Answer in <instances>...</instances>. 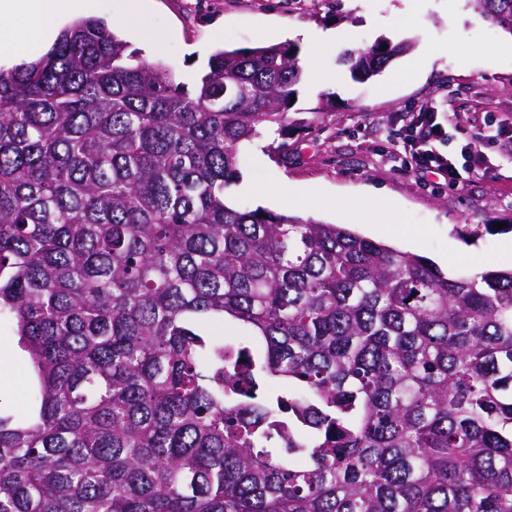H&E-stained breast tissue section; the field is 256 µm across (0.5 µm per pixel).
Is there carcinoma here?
<instances>
[{
	"instance_id": "1",
	"label": "carcinoma",
	"mask_w": 512,
	"mask_h": 512,
	"mask_svg": "<svg viewBox=\"0 0 512 512\" xmlns=\"http://www.w3.org/2000/svg\"><path fill=\"white\" fill-rule=\"evenodd\" d=\"M512 33V0H473ZM412 43L345 51L355 78ZM101 17L0 69V512H512V270L226 201L299 47L193 91ZM0 337V397L3 405L15 409L25 406L24 363L27 358L16 345V342L6 333ZM6 382L8 384L6 385Z\"/></svg>"
}]
</instances>
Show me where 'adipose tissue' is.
<instances>
[{"label": "adipose tissue", "instance_id": "obj_1", "mask_svg": "<svg viewBox=\"0 0 512 512\" xmlns=\"http://www.w3.org/2000/svg\"><path fill=\"white\" fill-rule=\"evenodd\" d=\"M85 8L86 0H0V54L18 64L29 61L52 39L62 13Z\"/></svg>", "mask_w": 512, "mask_h": 512}]
</instances>
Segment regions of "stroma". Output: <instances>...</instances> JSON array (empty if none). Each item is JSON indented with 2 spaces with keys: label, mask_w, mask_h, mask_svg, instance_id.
Wrapping results in <instances>:
<instances>
[{
  "label": "stroma",
  "mask_w": 512,
  "mask_h": 512,
  "mask_svg": "<svg viewBox=\"0 0 512 512\" xmlns=\"http://www.w3.org/2000/svg\"><path fill=\"white\" fill-rule=\"evenodd\" d=\"M119 35L142 61L160 62L194 88L218 47L298 44L306 79L283 124L265 127L240 160L231 202L330 224L351 222L361 188L385 192L377 223L357 232L431 259L448 275L501 269L512 240V34L468 0H150ZM408 40L412 51L381 75L353 79L340 52ZM435 56L408 71L426 50ZM335 74L334 107L317 112V70ZM427 103L448 123L445 152L472 157L449 184L407 169L395 132ZM26 356L0 336V403L25 406Z\"/></svg>",
  "instance_id": "obj_1"
}]
</instances>
